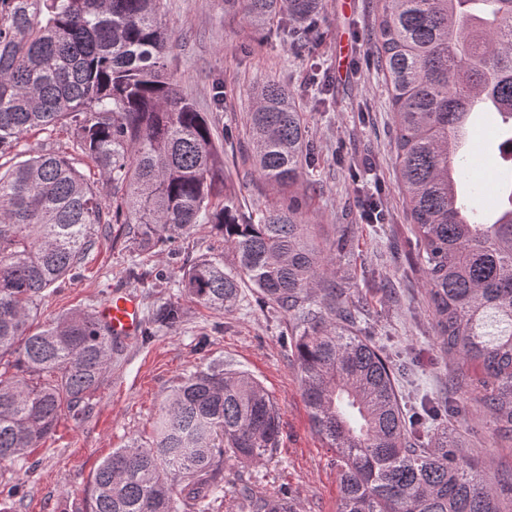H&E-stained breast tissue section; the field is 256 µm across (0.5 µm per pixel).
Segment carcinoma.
I'll use <instances>...</instances> for the list:
<instances>
[{"label":"carcinoma","instance_id":"carcinoma-1","mask_svg":"<svg viewBox=\"0 0 512 512\" xmlns=\"http://www.w3.org/2000/svg\"><path fill=\"white\" fill-rule=\"evenodd\" d=\"M224 10L259 30L309 24L320 0H224ZM165 13V0H0V158L33 130L71 136L66 149L0 173V463L35 470L34 451L62 420L91 414L111 371L116 341L94 312L34 324L100 225H124L141 256L204 222L235 268L205 255L179 284L224 312L245 279L258 306L291 314L304 401L336 453V512H503L512 483L485 475L465 435L442 423L458 413L454 401L427 398L406 415L403 368L356 327L360 311L328 280L333 253L314 241L296 191L315 154L288 87H258L247 115L252 165L280 195L255 222L228 191L207 114L170 80ZM375 48L436 348L480 368L489 426L512 439V179L495 183L502 202L487 216L459 203L461 136L476 107L498 113L499 148L512 147V0H384ZM181 319L171 302L153 323ZM280 435L261 383L210 365L174 389L149 440L134 437L100 464L82 512H211L223 460L261 463ZM24 498L22 482L0 479V500ZM239 498L241 512H295L288 492L245 484Z\"/></svg>","mask_w":512,"mask_h":512}]
</instances>
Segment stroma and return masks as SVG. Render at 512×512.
<instances>
[{
    "mask_svg": "<svg viewBox=\"0 0 512 512\" xmlns=\"http://www.w3.org/2000/svg\"><path fill=\"white\" fill-rule=\"evenodd\" d=\"M383 0H322L316 28L305 47L277 31H254L225 13L224 0H167L164 20L173 33L168 50L172 81L206 112L224 157L228 184L241 210L260 215L274 192L255 173L246 114L255 87L270 81L290 89L319 158L306 169L299 191L308 197L306 219L317 242L341 241L330 278L360 307L363 332L388 354L409 361L400 378L405 406L427 395L448 393L451 364L432 349L434 329L423 262L396 172L389 90L377 65L374 29ZM382 209L379 223L362 216V202ZM232 253L211 225H199L176 255L158 252L130 277L131 253L119 225L99 236L78 275L66 278L41 302L39 322L75 308L98 309L113 290L137 292L145 316L170 302L183 318L157 328L149 343L133 339L112 355V370L82 424L62 422L39 447L34 472L14 470L28 495L20 512H76L93 476L112 450L130 438L149 437L152 423L172 390L190 373L215 360L256 378L280 408L281 440L260 464L224 465V497L214 512H239L237 492L245 482L274 493L287 489L300 512H336V456L314 431L291 348L287 314L257 308L249 283H242L234 308L216 313L156 280L159 269L178 271L198 257ZM456 426L469 438L471 457L491 477L512 474V441L495 439L487 417L465 395Z\"/></svg>",
    "mask_w": 512,
    "mask_h": 512,
    "instance_id": "stroma-1",
    "label": "stroma"
}]
</instances>
